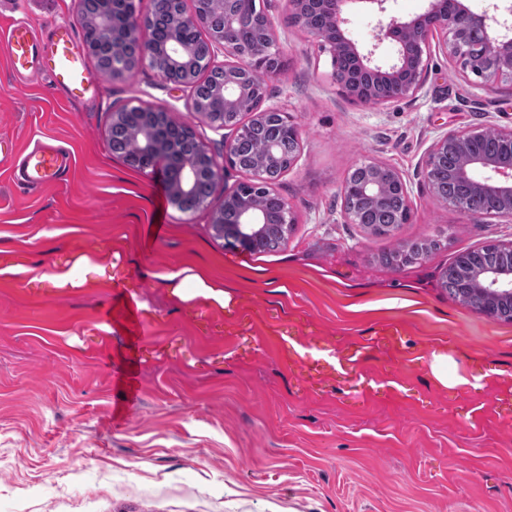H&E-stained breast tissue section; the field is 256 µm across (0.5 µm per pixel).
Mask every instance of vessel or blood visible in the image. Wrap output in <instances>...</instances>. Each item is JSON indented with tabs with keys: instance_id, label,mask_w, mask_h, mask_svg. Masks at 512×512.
Masks as SVG:
<instances>
[{
	"instance_id": "obj_1",
	"label": "vessel or blood",
	"mask_w": 512,
	"mask_h": 512,
	"mask_svg": "<svg viewBox=\"0 0 512 512\" xmlns=\"http://www.w3.org/2000/svg\"><path fill=\"white\" fill-rule=\"evenodd\" d=\"M0 42L7 49L10 67L16 76L42 70L50 76L54 88L70 98L83 100L100 95L102 86L77 52L70 26L54 24L49 26L46 35L39 36L26 20L17 19L0 36ZM67 167L66 155L48 146L22 155L19 162L21 178L31 187L56 181ZM262 343L267 349L284 351L290 369L310 386L321 384L336 372L354 370L360 357L356 351L336 354L334 345L326 337L303 331L286 339L267 335ZM311 349L323 352V359L310 360L307 352Z\"/></svg>"
}]
</instances>
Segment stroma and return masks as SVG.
<instances>
[{"label": "stroma", "instance_id": "1", "mask_svg": "<svg viewBox=\"0 0 512 512\" xmlns=\"http://www.w3.org/2000/svg\"><path fill=\"white\" fill-rule=\"evenodd\" d=\"M260 4L288 61L267 80V100L303 139L275 185L296 222L270 253L214 239L210 210L181 212L161 172L110 148L113 112L145 103L222 156L224 134L193 111L190 88L144 63L124 79L100 73L101 95L73 101L43 72L17 81L0 46V137L16 151L56 144L71 160L61 181L30 189L15 180L14 154L0 155V256L21 254L43 273L85 255L114 265L111 278L57 297L50 282L25 290L0 275V512H512V419L497 412L512 393V321L440 286L458 253L512 242V220L467 219L437 202L421 174L439 134L512 127V82H464L435 45L418 98L362 105L331 80L329 54L292 23L285 0ZM427 6L356 4L346 29L387 64L395 45L382 23ZM18 18L83 35L76 0H0V31ZM362 160L408 182L411 217L396 240L436 239L438 249L387 267L379 256L396 240L344 223L338 188ZM184 268L250 302L261 324L236 341L212 333L204 300L181 301L165 280ZM310 321L350 346L386 325L402 342L370 352L353 381L307 395L260 338L265 323ZM437 349L463 385L433 378ZM393 371L402 395L377 394ZM353 386L366 400L344 407ZM467 404L482 422L462 424Z\"/></svg>", "mask_w": 512, "mask_h": 512}]
</instances>
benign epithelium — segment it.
<instances>
[{"mask_svg":"<svg viewBox=\"0 0 512 512\" xmlns=\"http://www.w3.org/2000/svg\"><path fill=\"white\" fill-rule=\"evenodd\" d=\"M358 0H287L288 10L298 24L331 57V79L341 93L360 104H388L413 100L422 91L428 71L430 48L435 36L443 35L442 47L457 65V74L466 82L477 78L512 80V25L496 17L472 12L462 0H429L421 15L401 20L390 18L383 26L384 36L396 46L395 59L385 65L374 60V52L364 53L348 37L346 24L350 6ZM238 0H193L187 9L185 0H149V15L158 17L173 13L167 41L159 43L155 30L148 29L142 38L133 0H122V8L113 9L112 0H78V15L86 30L88 52L100 60L108 74L129 76L137 65L146 61L165 80L178 86H194L197 79L223 68L224 82L214 86L206 102L192 97V108L202 114L218 130L229 129L224 136V157L217 159L207 146L188 129L166 140L154 135V128L166 123L168 113L151 105H139L112 113V125H122L135 142L145 160L144 168L165 166L171 202L185 212L210 207V225L216 239L230 242L247 251H256L264 238L275 233L285 239L296 223L291 207L279 199L275 222H270L261 197L273 195V184L297 161L303 147L299 127L282 108L266 104L265 78L280 73L286 59L278 45L274 21L261 13L255 41L247 46L235 38L239 25ZM224 18V31L209 38L206 48L194 53L184 39L187 31L207 29L212 13ZM325 16L329 22L317 25L314 19ZM126 41L139 47L136 60L116 62L103 58L104 47L115 41ZM224 54V64L215 63L216 53ZM274 117L280 131L295 142L296 151L275 174L270 169L277 161L279 138L265 139L264 152L245 163L238 155L237 139L245 130H258ZM482 135L480 131L446 132L431 144L423 164L422 175L427 184L434 182L436 169L448 160V150L458 155L454 173L472 184L499 207L495 215L512 219V154L474 153L470 143ZM245 172L249 181L224 188L218 198L202 193V186L215 188L223 179L225 165ZM356 168L367 172L362 179L346 177L341 188V215L346 224L360 223L352 199L363 198L372 204L382 201L386 175L405 199V210L399 223L410 217V192L404 175L396 168L375 161L361 162ZM469 286L482 292L488 300L479 312L496 319L493 307L496 297L512 295V266L485 267L475 270Z\"/></svg>","mask_w":512,"mask_h":512,"instance_id":"7a95c632","label":"benign epithelium"}]
</instances>
